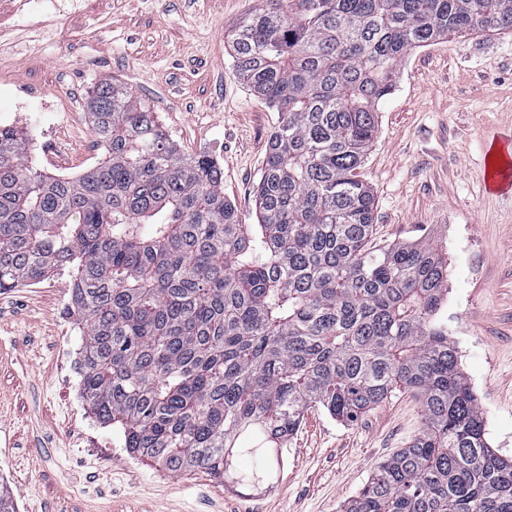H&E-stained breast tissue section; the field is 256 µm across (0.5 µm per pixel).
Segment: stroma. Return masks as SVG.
<instances>
[{"label": "stroma", "mask_w": 512, "mask_h": 512, "mask_svg": "<svg viewBox=\"0 0 512 512\" xmlns=\"http://www.w3.org/2000/svg\"><path fill=\"white\" fill-rule=\"evenodd\" d=\"M0 24V124L27 131L29 163L49 175L97 164L85 114L93 86L120 80L188 154L211 155L224 195L256 223L254 190L280 114L237 74L226 34L257 0H81L63 14L23 0ZM512 139V33L455 36L414 50L379 107L359 170L375 197L373 245L428 239L448 261L441 311L477 394L487 439L512 457V195L487 194L481 161ZM73 273L0 292V486L16 512H341L378 463L424 423L395 392L352 422L310 408L272 484L241 494L195 471L130 456L80 392Z\"/></svg>", "instance_id": "stroma-1"}]
</instances>
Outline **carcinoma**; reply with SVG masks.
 Listing matches in <instances>:
<instances>
[{
  "instance_id": "carcinoma-1",
  "label": "carcinoma",
  "mask_w": 512,
  "mask_h": 512,
  "mask_svg": "<svg viewBox=\"0 0 512 512\" xmlns=\"http://www.w3.org/2000/svg\"><path fill=\"white\" fill-rule=\"evenodd\" d=\"M511 32L512 0H259L228 34L281 114L256 224L213 159L109 78L87 104L104 158L77 177L29 165L23 129L1 125L0 291L73 268L82 397L168 472L270 480L236 458L279 460L312 405L352 421L398 389L423 428L343 512H512V459L490 448L439 318L448 262L429 240L372 246L357 174L411 52Z\"/></svg>"
}]
</instances>
